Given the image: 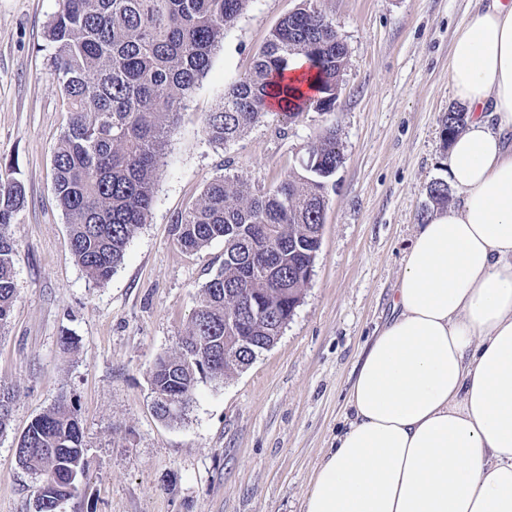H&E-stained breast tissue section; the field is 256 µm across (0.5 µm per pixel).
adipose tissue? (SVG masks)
Returning <instances> with one entry per match:
<instances>
[{
    "label": "adipose tissue",
    "instance_id": "ef3b65f1",
    "mask_svg": "<svg viewBox=\"0 0 512 512\" xmlns=\"http://www.w3.org/2000/svg\"><path fill=\"white\" fill-rule=\"evenodd\" d=\"M460 201L403 258L303 512H512V0H478L448 64Z\"/></svg>",
    "mask_w": 512,
    "mask_h": 512
}]
</instances>
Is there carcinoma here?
<instances>
[{
  "mask_svg": "<svg viewBox=\"0 0 512 512\" xmlns=\"http://www.w3.org/2000/svg\"><path fill=\"white\" fill-rule=\"evenodd\" d=\"M251 0H59L45 31L54 79L72 108V119L54 156V192L69 225L71 251L88 281L109 280L122 263L129 240L147 222L163 150L181 110L208 71L214 50ZM299 11L271 30L250 69L229 84L204 132L218 147L244 136L284 99V120L301 112L336 106L347 48L324 24L319 0H302ZM312 43L324 50L314 53ZM303 56L314 70L316 90L298 95L289 66ZM467 113L450 109L442 118L451 137ZM322 157L315 171L287 176L257 188L247 177L222 175L208 183L195 205L178 216V245L198 252L224 241V262L202 287L199 304L180 351L159 357L150 373L153 410L174 421L176 397L190 403L197 376L237 350L223 364L227 378L252 363V356L277 343L280 319L309 284L315 236L323 227L328 184L344 156L336 127L309 145ZM23 203L21 186L0 176V330L16 299L17 247L8 232ZM253 224L272 235L258 238ZM252 293L253 316L238 330L224 327L225 312L239 310L240 293ZM248 338L242 343L239 337ZM15 390L0 386V435L7 431ZM19 463L39 477L35 512H59L78 491L73 471L86 469L84 436L73 404L60 402L37 416L18 439Z\"/></svg>",
  "mask_w": 512,
  "mask_h": 512,
  "instance_id": "obj_1",
  "label": "carcinoma"
}]
</instances>
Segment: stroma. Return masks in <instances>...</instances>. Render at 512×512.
<instances>
[{
    "label": "stroma",
    "mask_w": 512,
    "mask_h": 512,
    "mask_svg": "<svg viewBox=\"0 0 512 512\" xmlns=\"http://www.w3.org/2000/svg\"><path fill=\"white\" fill-rule=\"evenodd\" d=\"M301 0H251L182 110L147 224L109 281H88L71 252L52 160L70 121L44 32L58 0H0V173L24 204L13 312L0 331V385L14 387L0 436V512H34L37 480L20 435L60 401L75 403L87 468L61 512H302L347 416L359 357L392 315L405 249L447 182L444 113L454 35L473 0H320L347 47L336 108L287 126L268 115L219 148L204 133L225 87ZM336 127L344 163L328 188L322 244L305 295L277 343L240 374L198 380L184 416L152 410L150 371L176 354L223 241L181 249L173 226L206 185L231 172L259 186L300 173L307 146Z\"/></svg>",
    "instance_id": "stroma-1"
}]
</instances>
